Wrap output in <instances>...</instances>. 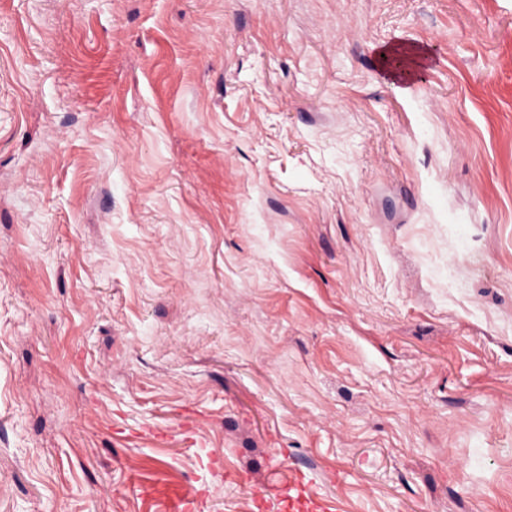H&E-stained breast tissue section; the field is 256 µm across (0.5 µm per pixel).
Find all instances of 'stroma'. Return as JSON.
I'll return each instance as SVG.
<instances>
[{"mask_svg":"<svg viewBox=\"0 0 512 512\" xmlns=\"http://www.w3.org/2000/svg\"><path fill=\"white\" fill-rule=\"evenodd\" d=\"M298 470L512 512V0H0V512Z\"/></svg>","mask_w":512,"mask_h":512,"instance_id":"obj_1","label":"stroma"}]
</instances>
